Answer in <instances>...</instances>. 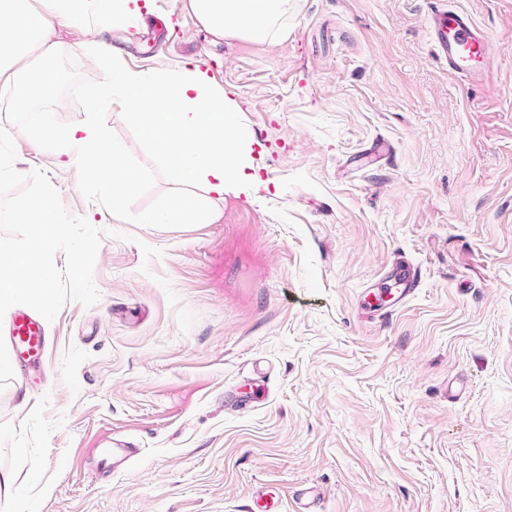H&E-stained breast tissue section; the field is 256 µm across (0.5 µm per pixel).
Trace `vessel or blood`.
I'll list each match as a JSON object with an SVG mask.
<instances>
[{"label":"vessel or blood","mask_w":512,"mask_h":512,"mask_svg":"<svg viewBox=\"0 0 512 512\" xmlns=\"http://www.w3.org/2000/svg\"><path fill=\"white\" fill-rule=\"evenodd\" d=\"M431 32L437 55L447 63L450 73L467 83H480L487 78L490 38L467 13L447 7L438 10L433 17ZM7 335L27 364L38 363L47 349L48 340L42 323L26 313L14 315Z\"/></svg>","instance_id":"1"}]
</instances>
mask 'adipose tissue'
I'll list each match as a JSON object with an SVG mask.
<instances>
[{
	"label": "adipose tissue",
	"mask_w": 512,
	"mask_h": 512,
	"mask_svg": "<svg viewBox=\"0 0 512 512\" xmlns=\"http://www.w3.org/2000/svg\"><path fill=\"white\" fill-rule=\"evenodd\" d=\"M193 13L211 32L239 33L257 39L273 37L291 8V0H189ZM82 0H46L34 10L28 0H0V80L12 82L34 71L37 87L46 91L55 81L47 62L55 45V23L83 24ZM113 77L137 106L132 122L142 138L164 154L178 180L202 184L213 197L258 184L243 160L237 108L215 91L199 67L186 66L164 79L139 70L115 68ZM204 202L196 193L180 194L159 214H140L141 224H184L202 219Z\"/></svg>",
	"instance_id": "adipose-tissue-1"
}]
</instances>
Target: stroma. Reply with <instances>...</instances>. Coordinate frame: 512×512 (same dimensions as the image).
Here are the masks:
<instances>
[{"label":"stroma","mask_w":512,"mask_h":512,"mask_svg":"<svg viewBox=\"0 0 512 512\" xmlns=\"http://www.w3.org/2000/svg\"><path fill=\"white\" fill-rule=\"evenodd\" d=\"M439 1L293 0L265 40L208 33L189 0L57 25L94 81L90 41L140 71L199 61L261 184L141 226L17 139L104 236L97 303H66L43 369L0 392V512H293L307 486L312 512H512V0H443L494 44L475 86L436 54ZM397 260L421 274L405 301ZM116 440L133 454L102 471Z\"/></svg>","instance_id":"35a3bbf8"}]
</instances>
